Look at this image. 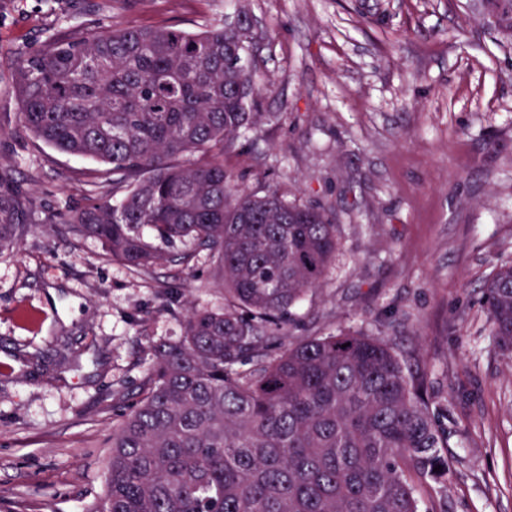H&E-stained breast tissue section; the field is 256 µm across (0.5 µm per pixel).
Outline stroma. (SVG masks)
<instances>
[{
  "instance_id": "1",
  "label": "stroma",
  "mask_w": 512,
  "mask_h": 512,
  "mask_svg": "<svg viewBox=\"0 0 512 512\" xmlns=\"http://www.w3.org/2000/svg\"><path fill=\"white\" fill-rule=\"evenodd\" d=\"M463 0H0V194L31 231L0 256V512H86L104 490L112 428L188 303L224 305L207 252L134 271L57 210L87 204L103 166L23 128L18 60L51 34L198 32L241 19L263 118L224 160L243 187L332 209L341 252L293 309L295 337L341 329L402 352L440 401L454 476L448 512H512V362L480 303L512 258V62L464 27Z\"/></svg>"
}]
</instances>
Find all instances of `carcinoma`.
I'll list each match as a JSON object with an SVG mask.
<instances>
[{
	"instance_id": "obj_1",
	"label": "carcinoma",
	"mask_w": 512,
	"mask_h": 512,
	"mask_svg": "<svg viewBox=\"0 0 512 512\" xmlns=\"http://www.w3.org/2000/svg\"><path fill=\"white\" fill-rule=\"evenodd\" d=\"M468 22L512 59V0H467ZM242 33L124 27L49 36L16 73L19 121L57 151L106 165L100 199L48 216L129 267L189 266L209 253L224 308L191 309L112 433L89 512H448V433L401 355L341 330L288 335L340 243L331 211L233 183L224 154L260 113ZM29 231L0 195V254ZM494 348L512 359V259L484 284ZM278 345L279 352L270 348ZM441 470L436 471L434 467Z\"/></svg>"
}]
</instances>
